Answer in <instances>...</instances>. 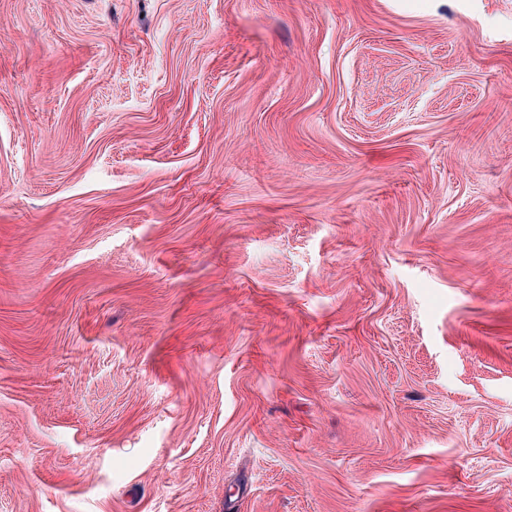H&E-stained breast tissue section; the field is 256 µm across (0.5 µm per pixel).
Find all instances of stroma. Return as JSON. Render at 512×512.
I'll list each match as a JSON object with an SVG mask.
<instances>
[{
  "mask_svg": "<svg viewBox=\"0 0 512 512\" xmlns=\"http://www.w3.org/2000/svg\"><path fill=\"white\" fill-rule=\"evenodd\" d=\"M0 512H512V0H0Z\"/></svg>",
  "mask_w": 512,
  "mask_h": 512,
  "instance_id": "obj_1",
  "label": "stroma"
}]
</instances>
